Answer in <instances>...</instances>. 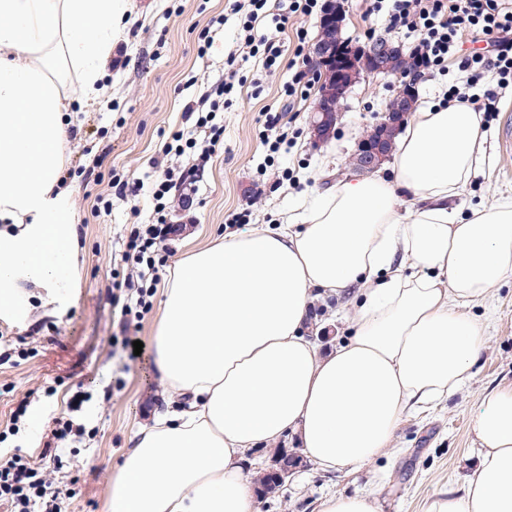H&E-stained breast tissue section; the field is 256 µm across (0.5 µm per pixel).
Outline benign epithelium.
<instances>
[{
  "label": "benign epithelium",
  "instance_id": "7a95c632",
  "mask_svg": "<svg viewBox=\"0 0 512 512\" xmlns=\"http://www.w3.org/2000/svg\"><path fill=\"white\" fill-rule=\"evenodd\" d=\"M346 13V0H324V8L318 21L319 39L309 59V66L321 73L319 98L311 120L313 136L325 141L334 131L337 112L352 87L366 75L397 76L403 78L401 88L392 98L393 105L384 113L381 124L398 130L417 105L416 81L419 70L395 69L399 59H409L403 46L390 38H370L364 43L348 42L339 47ZM390 157L389 150L375 138L362 139L354 155V169L371 172L378 169ZM302 462L293 455L276 463L275 472L286 481Z\"/></svg>",
  "mask_w": 512,
  "mask_h": 512
}]
</instances>
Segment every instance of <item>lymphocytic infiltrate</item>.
<instances>
[{
    "instance_id": "lymphocytic-infiltrate-1",
    "label": "lymphocytic infiltrate",
    "mask_w": 512,
    "mask_h": 512,
    "mask_svg": "<svg viewBox=\"0 0 512 512\" xmlns=\"http://www.w3.org/2000/svg\"><path fill=\"white\" fill-rule=\"evenodd\" d=\"M267 2L235 0L232 9L243 17L245 47L262 56L264 69L272 74L282 64L284 49L275 34L255 28ZM367 11L384 15L390 29L419 33L416 49L423 68L443 72L454 65L467 73L465 86H450L446 101L471 106L478 112L496 111L499 90L512 85V0H369ZM467 35L483 40L484 49L460 55ZM488 72L496 74L497 85L480 88ZM241 83L232 72L217 87L204 91L186 114L194 128L203 131V138L192 137L183 129L171 131L162 146L163 155L179 156L190 150L198 152L202 160H210L224 134L217 114L232 107ZM193 179L190 170H165L152 187L151 222L141 224L139 210L131 212L133 224L125 242V258L132 267L111 285L112 301L120 305L124 315L120 345L125 350H132L139 324L152 308L157 271L165 261L163 242L176 231L166 220L170 193ZM2 501L10 505L11 512H62L63 506L61 491L49 472L19 454L0 458Z\"/></svg>"
}]
</instances>
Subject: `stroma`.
Here are the masks:
<instances>
[{
  "label": "stroma",
  "instance_id": "1",
  "mask_svg": "<svg viewBox=\"0 0 512 512\" xmlns=\"http://www.w3.org/2000/svg\"><path fill=\"white\" fill-rule=\"evenodd\" d=\"M346 11L344 38L363 42L385 34L383 18L367 16L366 0H347ZM124 25L125 37L108 70L111 97L73 105L68 114L78 130L66 147L78 228L77 282L60 292L23 284L20 312H0V455L19 452L40 460L56 418L85 430L66 450L70 466L57 475L65 512H109L111 478L130 437L170 406L151 351L163 296H153V308L140 323L146 351L132 361L108 343L121 331L109 284L115 273L127 270L123 254L131 211L139 209L149 218L151 186L161 167L194 162L188 153H160L168 133L183 125L186 106L204 87L222 82L228 70L248 79L224 112L223 141L194 190L173 192L168 221L178 232L164 243L169 264L159 270L163 280L185 252L239 231L236 214L248 209L252 227L276 226L349 173L358 140L380 120L398 87L393 76L356 83L333 137L320 146L309 131L317 96L309 90L289 128L292 144L273 154L261 142L262 112L283 107L282 86L293 72L283 66L266 75L260 57L238 47L241 18L231 13L229 0H133ZM206 28L213 42L203 54L198 35ZM509 112L512 87L503 93L498 111L481 117L484 161L456 199L462 211L512 198V151L503 150L498 140ZM97 156L104 159L103 170L139 181V195L124 198L108 183L85 181L82 171ZM186 196L193 201L188 208L181 204ZM348 302L345 295L314 293L308 335L327 348L350 336V320L337 315ZM471 312L487 323L486 344L464 385L406 414L389 447L366 467L323 471L305 463L278 493L259 503V512H318L326 496L356 492L374 498L378 512H424L435 493L460 488L477 464L472 420L479 398L512 382V278ZM21 403L27 412L17 420L13 412Z\"/></svg>",
  "mask_w": 512,
  "mask_h": 512
}]
</instances>
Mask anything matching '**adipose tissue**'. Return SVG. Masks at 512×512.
<instances>
[{"mask_svg":"<svg viewBox=\"0 0 512 512\" xmlns=\"http://www.w3.org/2000/svg\"><path fill=\"white\" fill-rule=\"evenodd\" d=\"M129 12L130 0H0L1 310L20 282L76 280L67 113L76 96L106 97ZM483 143L477 112L437 101L408 126L393 179H346L287 223L177 260L154 362L187 405L133 436L110 512H256L248 453L292 435L318 468L355 470L404 414L460 387L486 338L468 309L512 277V202L451 205ZM353 286L352 335L319 352L303 334L312 289ZM473 433L477 468L426 512H512V382L482 395Z\"/></svg>","mask_w":512,"mask_h":512,"instance_id":"ef3b65f1","label":"adipose tissue"}]
</instances>
